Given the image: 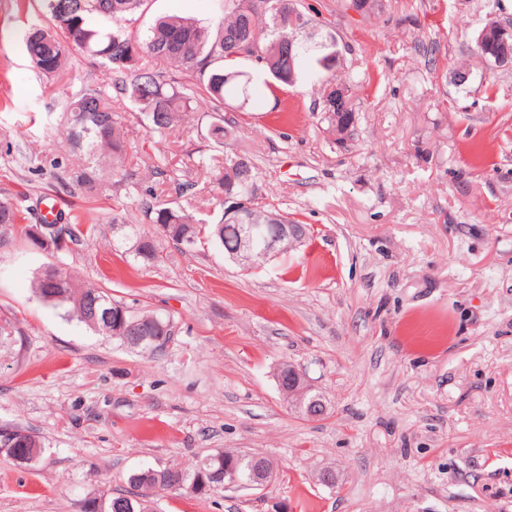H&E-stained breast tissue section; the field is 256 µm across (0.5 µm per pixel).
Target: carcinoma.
Returning a JSON list of instances; mask_svg holds the SVG:
<instances>
[{"label": "carcinoma", "instance_id": "obj_1", "mask_svg": "<svg viewBox=\"0 0 512 512\" xmlns=\"http://www.w3.org/2000/svg\"><path fill=\"white\" fill-rule=\"evenodd\" d=\"M44 22L29 26L23 37L25 50L40 73L49 77L64 70L72 53H89L100 59L109 75L110 87L137 105L149 120L152 129H169L187 116L197 96L210 103L216 121L210 125L211 135L218 141L229 130L224 127V100L249 102L252 75L237 69L243 60L238 55L241 46L250 44L251 55L259 67L273 78L270 90L277 84H293L299 71L306 68L316 76L333 72L339 60L336 44L307 42L297 39L294 32L301 26L303 13L298 0H262L265 8L258 9L254 0H216L221 18L216 26L203 25L181 16L157 19L145 35L132 30L133 24L145 13L149 0H42ZM70 115L66 116L67 141L84 153V162L70 170L71 182L91 194L104 186L108 169L120 166L126 156V142L121 133L120 116L112 105V95L102 88H82L72 94ZM323 120L332 126L340 116L354 124L352 97L341 103L323 106ZM257 178L256 168L247 156L237 165L227 161L216 183L219 189L240 198L252 199ZM151 223L165 226L164 235L189 250V238H199L202 231L224 248L229 255L237 253L246 234L260 244L273 233L272 217L276 210L254 205L243 213L203 228L181 208L157 202L146 205ZM281 216V215H279ZM17 206L0 201V239L10 238L16 229ZM280 222L289 223L281 216ZM96 232L93 224L83 228L67 225V236L73 246H81ZM134 262L147 265L158 263L162 254L148 240L138 241L128 252ZM34 292L53 309L74 316L95 329L86 316L87 303L100 298L115 311H124L139 321L141 330L156 336L165 332L162 341L152 349L140 352L153 358L165 353L163 345L173 339L174 319L156 312H134L112 298L104 288L85 285L65 271H58L53 281L44 272L34 281ZM17 328L8 318H0V347L9 348L16 341ZM237 474L240 481L250 482L262 470H272L265 458L221 451L204 456L190 469L179 467L143 468L132 472L128 483L133 491L114 496L102 493L91 496L89 503L98 504L92 512H114L112 504H131L128 512H154V496L144 493V485L152 482L157 491L207 496L224 484V471Z\"/></svg>", "mask_w": 512, "mask_h": 512}]
</instances>
